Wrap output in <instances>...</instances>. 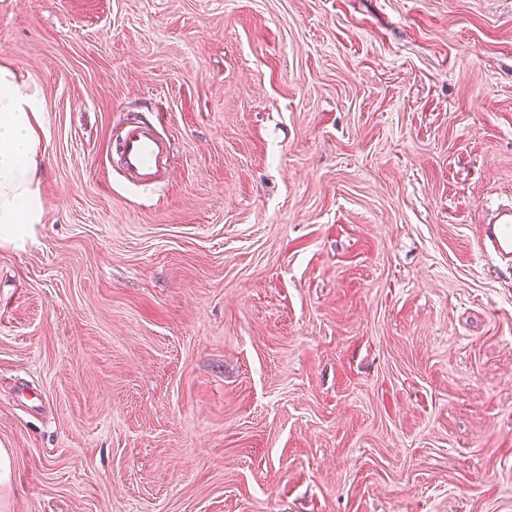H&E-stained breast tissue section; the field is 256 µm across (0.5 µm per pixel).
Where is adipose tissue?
I'll list each match as a JSON object with an SVG mask.
<instances>
[{"instance_id":"adipose-tissue-1","label":"adipose tissue","mask_w":512,"mask_h":512,"mask_svg":"<svg viewBox=\"0 0 512 512\" xmlns=\"http://www.w3.org/2000/svg\"><path fill=\"white\" fill-rule=\"evenodd\" d=\"M44 105L34 81L0 64V240L21 244L40 223Z\"/></svg>"}]
</instances>
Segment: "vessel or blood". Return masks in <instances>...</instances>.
Here are the masks:
<instances>
[{"label": "vessel or blood", "mask_w": 512, "mask_h": 512, "mask_svg": "<svg viewBox=\"0 0 512 512\" xmlns=\"http://www.w3.org/2000/svg\"><path fill=\"white\" fill-rule=\"evenodd\" d=\"M115 152L131 183L151 186L162 181L169 144L152 127L136 119H128ZM477 232L483 252L497 262L512 264V205L498 208L492 220L478 225Z\"/></svg>", "instance_id": "vessel-or-blood-1"}]
</instances>
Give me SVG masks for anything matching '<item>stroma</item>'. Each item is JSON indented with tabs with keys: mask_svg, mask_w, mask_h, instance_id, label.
Listing matches in <instances>:
<instances>
[{
	"mask_svg": "<svg viewBox=\"0 0 512 512\" xmlns=\"http://www.w3.org/2000/svg\"><path fill=\"white\" fill-rule=\"evenodd\" d=\"M45 105L0 242V512H512V0H0ZM163 183L113 162L126 116ZM115 152L121 169L134 185H157L164 178L169 144L152 127L127 119ZM478 243L497 262L512 264V205L497 209L492 220L478 224Z\"/></svg>",
	"mask_w": 512,
	"mask_h": 512,
	"instance_id": "stroma-1",
	"label": "stroma"
}]
</instances>
